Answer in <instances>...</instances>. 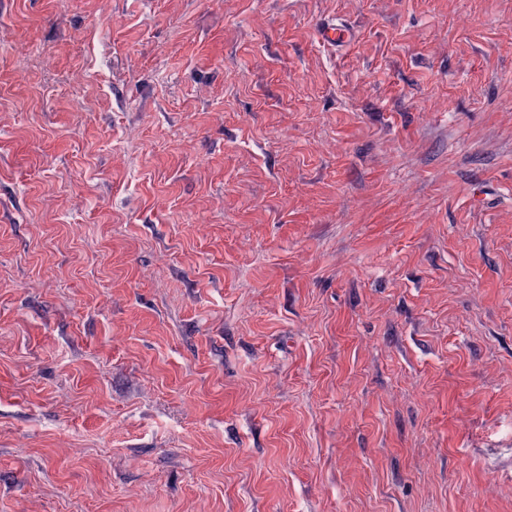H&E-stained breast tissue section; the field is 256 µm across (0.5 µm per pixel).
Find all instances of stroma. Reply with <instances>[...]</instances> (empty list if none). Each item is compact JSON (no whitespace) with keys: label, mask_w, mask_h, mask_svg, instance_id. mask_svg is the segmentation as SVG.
<instances>
[{"label":"stroma","mask_w":512,"mask_h":512,"mask_svg":"<svg viewBox=\"0 0 512 512\" xmlns=\"http://www.w3.org/2000/svg\"><path fill=\"white\" fill-rule=\"evenodd\" d=\"M202 501L512 512V0H0V512Z\"/></svg>","instance_id":"stroma-1"}]
</instances>
